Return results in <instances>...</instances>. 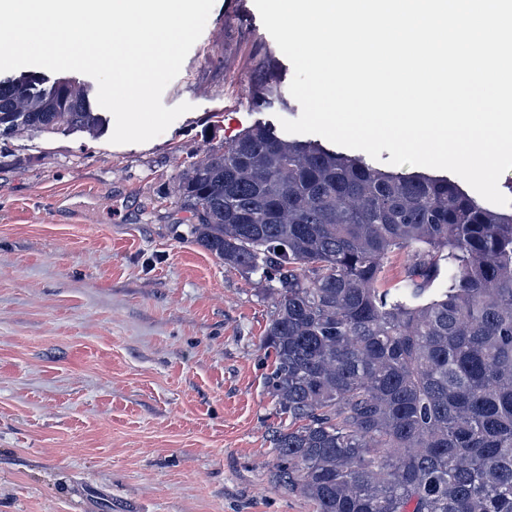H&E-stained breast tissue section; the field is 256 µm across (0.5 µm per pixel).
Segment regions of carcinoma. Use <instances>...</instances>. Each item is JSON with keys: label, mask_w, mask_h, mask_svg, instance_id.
I'll use <instances>...</instances> for the list:
<instances>
[{"label": "carcinoma", "mask_w": 512, "mask_h": 512, "mask_svg": "<svg viewBox=\"0 0 512 512\" xmlns=\"http://www.w3.org/2000/svg\"><path fill=\"white\" fill-rule=\"evenodd\" d=\"M256 72L255 103L287 106L275 61ZM36 85L0 81L1 137L105 128L73 79ZM177 192L193 241L272 300L280 485L314 512H512V213L265 122Z\"/></svg>", "instance_id": "cac0c4a2"}]
</instances>
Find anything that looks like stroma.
<instances>
[{"mask_svg":"<svg viewBox=\"0 0 512 512\" xmlns=\"http://www.w3.org/2000/svg\"><path fill=\"white\" fill-rule=\"evenodd\" d=\"M293 66L254 0H215L158 137L0 138V512H313L276 487L283 425L253 281L195 244L187 166L256 123V59Z\"/></svg>","mask_w":512,"mask_h":512,"instance_id":"1","label":"stroma"}]
</instances>
